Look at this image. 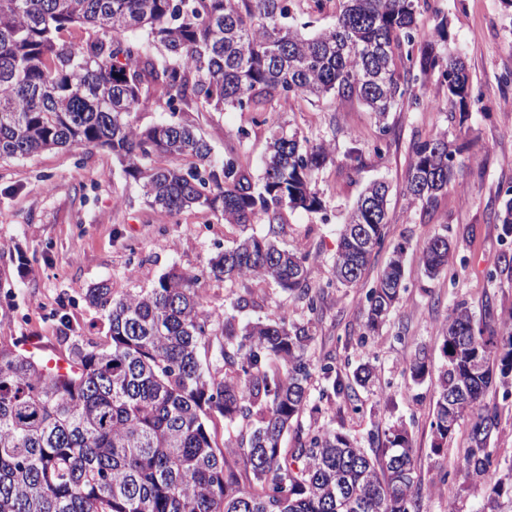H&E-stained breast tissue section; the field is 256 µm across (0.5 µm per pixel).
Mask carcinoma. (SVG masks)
<instances>
[{
    "instance_id": "carcinoma-1",
    "label": "carcinoma",
    "mask_w": 512,
    "mask_h": 512,
    "mask_svg": "<svg viewBox=\"0 0 512 512\" xmlns=\"http://www.w3.org/2000/svg\"><path fill=\"white\" fill-rule=\"evenodd\" d=\"M295 0H0V161L52 149L107 148L148 205L169 216L208 210L241 229L266 217L269 233L240 239L212 260L226 281H272L317 310L308 258L277 241L285 209L323 210L313 175L331 148L282 125L272 131L255 178L237 156L217 162L189 124L195 107L283 112L298 98H356L386 133V114L417 73L436 71L448 98L473 95L464 62L440 39L414 52L423 0H340L332 25L298 24ZM75 26L88 37L69 39ZM143 31L158 50L129 36ZM164 90L173 119L135 126L143 92ZM458 148L439 133L413 147L404 192L428 206L447 190ZM389 186H367L340 229L334 277L357 284L387 236ZM499 215L505 263L512 262V186ZM409 241L366 294V329L376 332L405 291ZM424 273L450 264L448 236L416 246ZM202 277L172 269L151 288L116 296L87 291L105 314V341L66 336L68 367L0 343V512H421L407 429L392 425L367 450L332 425L303 429L311 327L288 320L241 324L238 297L205 308ZM442 364L425 349L410 377L437 375L430 422L438 451L470 420L460 471L488 484V445L498 414L485 393L512 380V326L495 332L463 305L443 327ZM329 389L357 398L372 370L350 380L323 367ZM224 422L217 446L210 423ZM298 435L296 448L284 436Z\"/></svg>"
}]
</instances>
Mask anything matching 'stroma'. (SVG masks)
Wrapping results in <instances>:
<instances>
[{
    "label": "stroma",
    "instance_id": "stroma-1",
    "mask_svg": "<svg viewBox=\"0 0 512 512\" xmlns=\"http://www.w3.org/2000/svg\"><path fill=\"white\" fill-rule=\"evenodd\" d=\"M419 24L425 34L445 28L449 53L464 61L475 95L468 117L449 103L434 72L413 88L421 105L406 101L389 112L383 140L372 112L355 99L300 98L287 111L269 114L263 125L253 124L251 113L231 108L184 115L210 142L215 158L237 153L256 175L277 125L332 145L334 162L315 176L323 210L285 211L279 236L284 247L308 255L320 287L317 311L271 282L246 285L210 277L217 252L241 237L238 227L198 209L171 218L153 210L106 149L49 150L31 159L0 161V343L62 358L68 354L67 337L88 333L91 324L103 321L85 300L88 288L103 281L117 293L148 288L173 268L204 275L209 310L223 311L248 294L254 304L240 312V321L272 319L284 308L290 320L312 323L309 394L320 420L334 419L336 428L362 444L375 429L404 424L412 438L423 512H482L489 488H474L459 475L466 427L457 428L441 451L433 450L429 423L435 382H413L408 366L421 347L439 360L442 326L457 306L468 307L477 322L495 329L512 314V267L503 261L496 219L512 186V83L501 81L503 74H512V7L503 0H427ZM430 98L437 106H427ZM442 131L459 148L461 164L447 191L424 209L404 194L405 176L414 143ZM354 148L359 158L352 161L346 154ZM377 180L390 186V233L360 282L348 288L333 275L339 226ZM436 234L447 235L452 244L455 278L428 277L418 259L408 256L402 301L375 335L364 336L365 296L391 247L404 237L416 243ZM365 362L374 376L360 393V411L326 395L324 366L348 379ZM484 404L499 415L490 448L492 470L501 477L512 469V395L494 387Z\"/></svg>",
    "mask_w": 512,
    "mask_h": 512
}]
</instances>
